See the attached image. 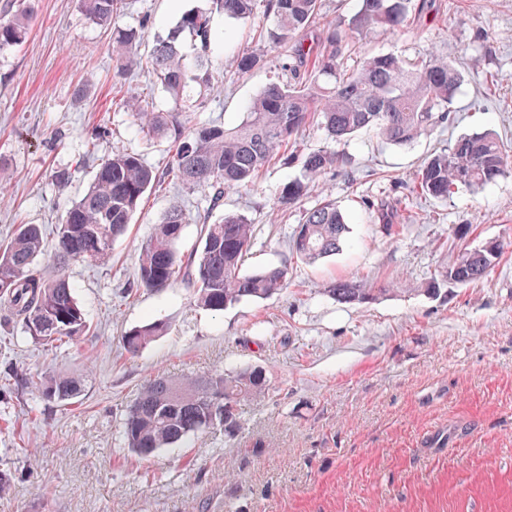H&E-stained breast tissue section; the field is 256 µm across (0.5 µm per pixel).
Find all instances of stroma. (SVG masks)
<instances>
[{
	"instance_id": "obj_1",
	"label": "stroma",
	"mask_w": 512,
	"mask_h": 512,
	"mask_svg": "<svg viewBox=\"0 0 512 512\" xmlns=\"http://www.w3.org/2000/svg\"><path fill=\"white\" fill-rule=\"evenodd\" d=\"M204 0H126L116 20L165 34ZM33 13L23 46L0 56V241L15 225L54 228L86 191L97 159L133 151L163 169L169 139L146 135L120 98L150 95L183 112L190 126L240 122L250 100L281 77V49L258 46L248 22L216 17L223 32L224 88L205 107L174 103L148 74L117 76L112 29L89 21L79 0H0V18ZM357 55H437L462 73L453 123L405 146L362 132L345 143L346 173L283 206L296 165H270L250 187L224 194L214 211L240 212L255 226L243 266L250 274L287 265L289 285L268 300L245 299L214 312L190 289H128L137 247L171 207L188 218L179 250L200 242L204 191L148 192L108 266L71 263L66 272L94 332L65 351L27 339L0 306V376L22 388L0 391V512H512V164L480 190L447 199L416 197L421 165L465 134L491 131L512 144V0H431L407 26L360 41ZM258 56L243 67L239 61ZM75 169L72 182L53 173ZM332 199L349 227L342 251L307 265L286 242L306 211ZM506 242L500 262L472 285L420 292L450 254ZM355 274L386 287L358 306L325 287ZM161 320L166 332L137 356L122 335ZM262 369L265 395L241 409L234 437L214 431L143 460L122 438V412L145 380ZM77 378L79 402L47 405L36 388L48 372Z\"/></svg>"
}]
</instances>
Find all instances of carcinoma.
I'll use <instances>...</instances> for the list:
<instances>
[{
	"label": "carcinoma",
	"instance_id": "1",
	"mask_svg": "<svg viewBox=\"0 0 512 512\" xmlns=\"http://www.w3.org/2000/svg\"><path fill=\"white\" fill-rule=\"evenodd\" d=\"M204 8L184 13L166 36L141 52L144 33L112 29L116 72L137 70L152 75L175 99L198 89L200 103L218 92L224 82V58L215 53L214 16L246 20L254 16L257 0H206ZM412 0H360L347 26L325 25L317 46H305L307 31L320 24L321 0H263L264 12L276 28L259 38L285 49L280 69L288 80L274 81L251 100L233 127L212 123L186 129L180 116L160 112L154 102L130 97L122 106L148 134L171 138L176 146L171 163L162 171L135 152L116 153L97 164L82 197L56 227L55 256L60 269L46 276L35 270L45 248L41 224H18L0 245V303L22 322L32 342L59 348L73 344L90 331L73 283L63 270L70 262L105 267L112 261V244L127 233L144 194L164 183L209 194V209L198 214L204 226L201 246L186 254L177 251L186 216L182 209L165 213L138 246L136 287L146 289L183 285L196 302L213 311L243 299L267 300L288 287L287 266L244 274L242 267L254 244V224L241 213H226L212 222L224 191L247 186L272 160L301 163L303 178L283 189L281 203L291 204L318 186L326 173L345 171L346 154L317 150L288 156L285 150L312 122L341 144L363 130H374L385 142L407 145L448 122L461 76L446 59L430 57L411 62L395 54L364 56L348 64L349 46L378 30H397L409 19ZM91 22L109 26L124 0H80ZM31 17L26 10L0 19V56L25 41ZM197 44L189 58L181 51L184 35ZM512 148L490 132L464 135L445 153L430 157L419 170L422 193L447 199L459 188H479L502 175ZM348 226L336 204L326 200L306 213L290 238L291 259L304 264L333 256L342 249ZM505 244L486 241L452 254L438 275L422 284L435 294L445 282L467 284L481 280L504 253ZM325 292L351 305L369 304L384 289L372 288L356 276L330 283ZM164 332L153 321L122 337L134 356ZM262 370L244 368L187 379L158 373L144 383L125 410L123 437L142 459L191 435L221 428L227 435L238 429L241 403L265 394ZM82 385L65 375H52L37 387V398L68 405L82 395Z\"/></svg>",
	"mask_w": 512,
	"mask_h": 512
}]
</instances>
